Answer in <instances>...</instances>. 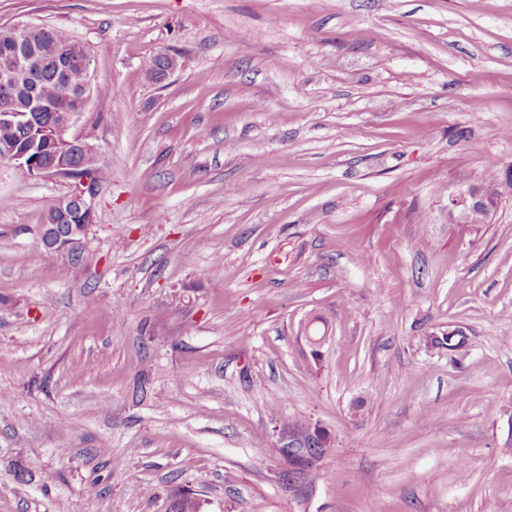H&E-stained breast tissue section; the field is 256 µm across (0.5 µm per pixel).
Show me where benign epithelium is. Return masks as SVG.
I'll list each match as a JSON object with an SVG mask.
<instances>
[{
	"label": "benign epithelium",
	"instance_id": "benign-epithelium-1",
	"mask_svg": "<svg viewBox=\"0 0 512 512\" xmlns=\"http://www.w3.org/2000/svg\"><path fill=\"white\" fill-rule=\"evenodd\" d=\"M31 31L29 26H20L14 30L16 50L10 61L0 66V84H13L19 73L29 62L28 39ZM88 102V96H78L75 105L66 112L56 114L55 121L46 126H37L27 112H1L0 124L16 127L31 126V135L41 140L42 147L50 153L52 162L48 165H38L30 160V150H23L14 141L0 142V158L25 170L31 175H51L66 177L71 169L72 148L77 146L84 155L95 153L94 145L81 144L78 132L75 131L80 112ZM97 188L89 186V180L83 179L76 190L56 202L58 213L66 220L72 214L85 215L83 223L71 228L66 234H58L55 225L42 227L47 233V248L57 252L67 253L76 240L86 238L94 218V203ZM481 207L491 214L497 207V186L494 182H479L459 186L448 195V223L464 227L468 224L470 213L474 207ZM326 440L325 435L314 432L305 437L294 435L288 443L289 465L301 470L320 459L317 448Z\"/></svg>",
	"mask_w": 512,
	"mask_h": 512
}]
</instances>
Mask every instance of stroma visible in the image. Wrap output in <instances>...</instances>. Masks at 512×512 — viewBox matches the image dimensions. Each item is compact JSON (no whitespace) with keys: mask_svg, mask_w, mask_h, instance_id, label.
Masks as SVG:
<instances>
[{"mask_svg":"<svg viewBox=\"0 0 512 512\" xmlns=\"http://www.w3.org/2000/svg\"><path fill=\"white\" fill-rule=\"evenodd\" d=\"M26 23L88 49L110 177L75 264L68 180L0 163V512H512V191L448 222L512 181V0H0ZM303 422L333 451L292 475ZM497 186L494 182L460 185L448 196V222L458 227L469 224L470 213L478 206L490 217L497 207Z\"/></svg>","mask_w":512,"mask_h":512,"instance_id":"35a3bbf8","label":"stroma"}]
</instances>
